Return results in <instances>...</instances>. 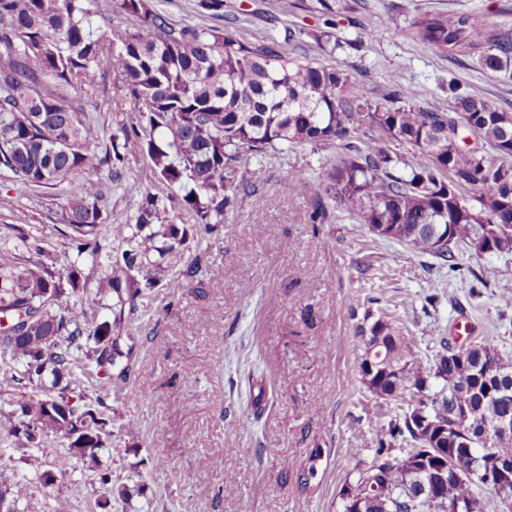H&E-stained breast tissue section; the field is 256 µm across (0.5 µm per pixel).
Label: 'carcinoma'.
Returning a JSON list of instances; mask_svg holds the SVG:
<instances>
[{"label":"carcinoma","instance_id":"carcinoma-1","mask_svg":"<svg viewBox=\"0 0 512 512\" xmlns=\"http://www.w3.org/2000/svg\"><path fill=\"white\" fill-rule=\"evenodd\" d=\"M121 8L138 20L135 31L105 46L106 35L93 26L90 0H0V168L23 184L57 185L86 173L81 196L71 207L65 236L76 257L58 272L39 258L38 240L12 227L14 247L35 259L0 263V316H20L15 327L0 330V352L19 369L12 380L31 391L14 402L22 420L8 435L18 448H37L53 436L68 441L69 454L57 470L80 458L98 468L102 485L111 473L100 467L99 450L111 420L109 400L118 384L93 396L81 386L92 379L82 354L112 378L113 327L120 317H99L106 295L116 305L157 286L152 270L167 255L195 240L224 213L247 186L234 182L246 154L262 155L278 143L293 146L335 144L339 158L317 181L290 170L279 193L306 189L312 222L327 217L330 199L379 238L461 270L464 253H512V112L468 94L456 97L454 113L415 102V92L394 84L375 102L342 69L287 53L275 39L252 43L226 28H176L150 0H122ZM416 37L430 51L450 59L475 58L491 71L512 72V28L495 27L476 13L426 11L413 21ZM103 71L125 80L146 126L127 130L98 155L87 147L92 129L68 98L73 80L91 86ZM378 131L375 141L354 133L364 126ZM478 134L495 155L460 145L464 131ZM411 148L407 158L387 144ZM148 154L158 179L182 192L191 224H161L159 198L141 186H128L141 204L134 230L114 228L127 249L106 256V273L96 291L92 275L79 260L98 265L97 227L105 222V197L93 175L123 163L130 147ZM448 230L453 243L435 247L433 235ZM127 288H122V285ZM128 297H123V293ZM79 295V313L63 299ZM361 336L382 337L383 355L373 367L359 363L361 382L379 406L406 396L414 404L381 425L375 455L367 468L346 479L341 512H431L429 494L448 503L477 506L485 489L456 477L443 459L462 468L495 472L512 460V434L486 451L467 446L450 431L432 426L448 422L456 409L470 413L473 437L512 419V359L492 341L469 345L464 361L449 353L451 344L422 356L417 343L379 316L360 327ZM437 445V453L413 463L405 447Z\"/></svg>","mask_w":512,"mask_h":512}]
</instances>
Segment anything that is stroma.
I'll return each instance as SVG.
<instances>
[{
    "mask_svg": "<svg viewBox=\"0 0 512 512\" xmlns=\"http://www.w3.org/2000/svg\"><path fill=\"white\" fill-rule=\"evenodd\" d=\"M175 27H228L250 42L276 39L294 55L320 59L324 31L346 40L336 54L371 99L391 83L412 87L419 105L452 111L455 92L512 111V77L473 59L451 61L429 52L413 33L424 11L476 12L512 27V0H224L221 15L200 0H151ZM77 101L94 129L93 150L139 122L124 80L103 74L79 89ZM333 145H277L240 162L246 195L224 209L216 229L170 254L149 295L124 305L115 332L112 368L124 392L112 402V435L99 452L112 470L104 489L96 472L72 460L57 472L67 442L48 438L35 451L39 468L6 441L9 402L19 387L0 359V485L17 512H337L346 478L368 465L380 423L375 400L359 375V328L365 311L401 319L422 354L440 338L462 344L498 343L512 357V253L464 255L472 269L498 268V282L481 295L449 278L428 256L381 240L327 202L323 224L310 220L307 192L278 195L288 169L321 176L336 162ZM138 182L160 200L162 224L191 222L145 153L129 151L114 177H102L106 221L97 237L113 254L124 248L112 226L135 223L140 199L125 190ZM81 176L55 186L25 185L0 170V261L26 260L11 225L35 237L46 261L65 268L74 252L65 237ZM275 206H268L270 196ZM314 278H307V271ZM221 288H213V280ZM260 346V368L275 382L274 403L259 421L238 375L240 347ZM53 472L40 483L37 470ZM305 483H298L300 474Z\"/></svg>",
    "mask_w": 512,
    "mask_h": 512,
    "instance_id": "1",
    "label": "stroma"
}]
</instances>
